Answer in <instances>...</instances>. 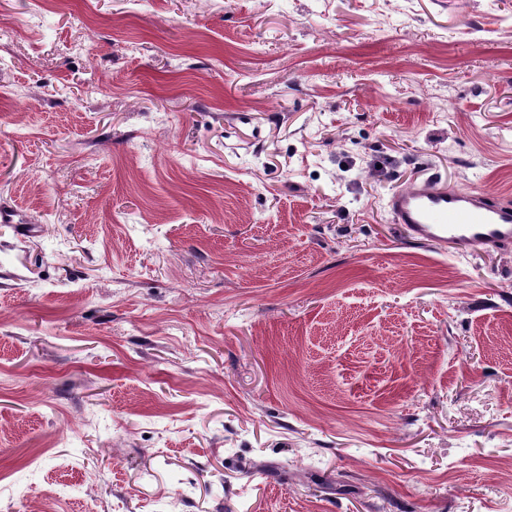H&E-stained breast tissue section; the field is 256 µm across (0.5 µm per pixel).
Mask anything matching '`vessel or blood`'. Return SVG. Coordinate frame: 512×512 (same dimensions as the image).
<instances>
[{
	"label": "vessel or blood",
	"mask_w": 512,
	"mask_h": 512,
	"mask_svg": "<svg viewBox=\"0 0 512 512\" xmlns=\"http://www.w3.org/2000/svg\"><path fill=\"white\" fill-rule=\"evenodd\" d=\"M392 223L420 242L452 244L458 251L512 245V203L478 190L413 184L387 201Z\"/></svg>",
	"instance_id": "1"
}]
</instances>
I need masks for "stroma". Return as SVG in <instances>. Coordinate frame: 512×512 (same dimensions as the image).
<instances>
[{
    "instance_id": "1",
    "label": "stroma",
    "mask_w": 512,
    "mask_h": 512,
    "mask_svg": "<svg viewBox=\"0 0 512 512\" xmlns=\"http://www.w3.org/2000/svg\"><path fill=\"white\" fill-rule=\"evenodd\" d=\"M0 0V512H512V0ZM387 211L416 241L450 243L459 252L512 245V203L482 191L412 184L392 193Z\"/></svg>"
}]
</instances>
